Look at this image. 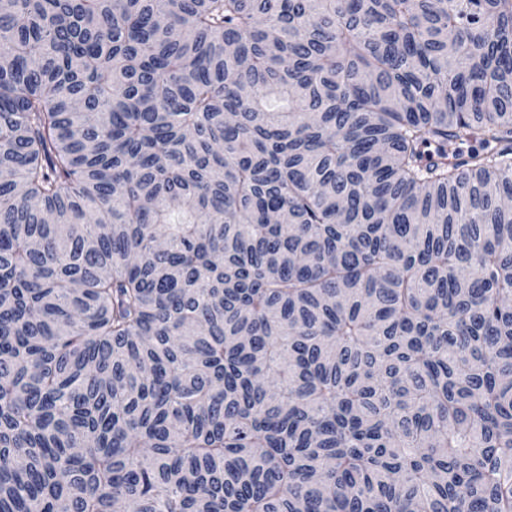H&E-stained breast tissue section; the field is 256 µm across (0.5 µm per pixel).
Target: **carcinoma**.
<instances>
[{"mask_svg":"<svg viewBox=\"0 0 512 512\" xmlns=\"http://www.w3.org/2000/svg\"><path fill=\"white\" fill-rule=\"evenodd\" d=\"M0 512H512V0H0Z\"/></svg>","mask_w":512,"mask_h":512,"instance_id":"carcinoma-1","label":"carcinoma"}]
</instances>
